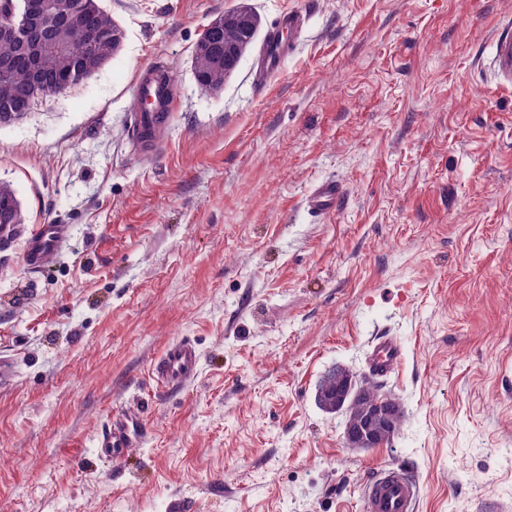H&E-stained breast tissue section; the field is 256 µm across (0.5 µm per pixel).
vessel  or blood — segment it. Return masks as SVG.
I'll return each mask as SVG.
<instances>
[{
    "instance_id": "1",
    "label": "vessel or blood",
    "mask_w": 512,
    "mask_h": 512,
    "mask_svg": "<svg viewBox=\"0 0 512 512\" xmlns=\"http://www.w3.org/2000/svg\"><path fill=\"white\" fill-rule=\"evenodd\" d=\"M306 16L303 12H282L268 29L258 47L253 81L257 88L268 89L281 72L295 39L302 33ZM488 73L500 85L512 86V15L504 16L492 38ZM177 92L166 63L156 61L140 68L132 84V112L128 134L132 150L141 157L161 153L175 112ZM345 195L341 182H318L305 200L307 212L315 218L334 213ZM66 231L62 224H44L32 232L25 252L26 265L43 269L57 254ZM402 357L401 345L391 337L379 338L373 345L371 367L376 375H388ZM199 365L196 346L181 339L167 345L155 361L151 376L163 388L175 389L193 380ZM146 433L140 418L127 414L113 415L98 441L97 455L111 463H121L129 445ZM419 485L401 468L377 471L366 482L363 512H417Z\"/></svg>"
}]
</instances>
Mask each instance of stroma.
<instances>
[{
	"label": "stroma",
	"instance_id": "obj_1",
	"mask_svg": "<svg viewBox=\"0 0 512 512\" xmlns=\"http://www.w3.org/2000/svg\"><path fill=\"white\" fill-rule=\"evenodd\" d=\"M240 0H102L125 38L91 78L0 127V180L28 229L66 227L51 267L0 262V512H363L386 466L417 512H512V87L485 75L512 0H247L307 23L265 94L247 51L205 93L192 49ZM179 91L164 152L127 138L138 68ZM346 188L323 219L311 187ZM403 424L354 448L316 389L370 372ZM194 343L198 375L150 377ZM117 412L144 415L100 462ZM401 357L402 347L394 338H378L373 345L371 368L376 375L385 377L397 366ZM199 365V352L188 340L167 345L155 361L151 376L163 388L175 389L193 380ZM146 433L145 422L127 414H115L110 419L105 431L98 440L97 456L101 459L119 464L125 457L126 448Z\"/></svg>",
	"mask_w": 512,
	"mask_h": 512
}]
</instances>
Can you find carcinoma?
Returning <instances> with one entry per match:
<instances>
[{
    "label": "carcinoma",
    "mask_w": 512,
    "mask_h": 512,
    "mask_svg": "<svg viewBox=\"0 0 512 512\" xmlns=\"http://www.w3.org/2000/svg\"><path fill=\"white\" fill-rule=\"evenodd\" d=\"M26 0H0V23L10 29L20 23L25 12ZM63 5V17L55 19L50 33L65 50L52 59L50 84L38 87L32 81L22 45L12 37L0 34V61L11 64L0 68V126L18 123L26 119L37 100L54 93L61 87L72 86L95 75L120 49L124 40L123 29L103 9L100 0H58ZM228 18L224 29L216 38H200L192 51V70L200 90L212 92L224 86V46H235L247 41L254 43L261 20L251 10L224 11ZM243 16L252 28L241 26L234 19ZM91 44L90 53L76 56L70 50ZM26 218L21 202L12 185L0 181V237L14 244L25 230ZM352 375L346 368L336 366L321 379L316 392L318 405L328 413H336L332 398L336 394V382ZM382 396L377 382L365 378L355 382L345 410V425H350L359 409Z\"/></svg>",
    "instance_id": "cac0c4a2"
}]
</instances>
